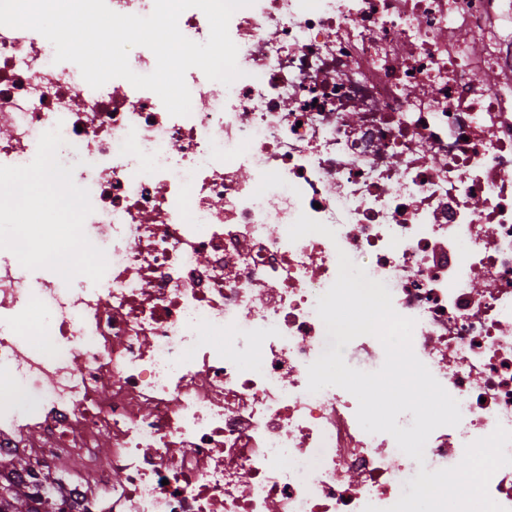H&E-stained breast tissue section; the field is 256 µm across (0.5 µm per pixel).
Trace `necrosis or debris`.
Returning a JSON list of instances; mask_svg holds the SVG:
<instances>
[{
    "mask_svg": "<svg viewBox=\"0 0 512 512\" xmlns=\"http://www.w3.org/2000/svg\"><path fill=\"white\" fill-rule=\"evenodd\" d=\"M509 23L512 0H255L229 23L242 77L190 69L185 117L0 26V165L60 128L108 261L68 284L0 250L12 479L56 512H384L512 431ZM303 213L335 238L290 241ZM342 252L459 403L424 462L365 432L346 390H307Z\"/></svg>",
    "mask_w": 512,
    "mask_h": 512,
    "instance_id": "necrosis-or-debris-1",
    "label": "necrosis or debris"
}]
</instances>
